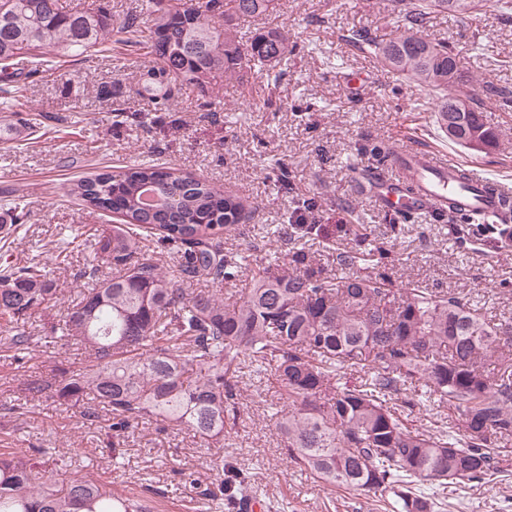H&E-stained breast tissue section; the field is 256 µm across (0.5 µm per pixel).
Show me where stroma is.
<instances>
[{"label":"stroma","instance_id":"obj_1","mask_svg":"<svg viewBox=\"0 0 512 512\" xmlns=\"http://www.w3.org/2000/svg\"><path fill=\"white\" fill-rule=\"evenodd\" d=\"M278 24L286 26L295 47L291 66L277 86L249 77L240 87L217 79L210 110L196 106V93L171 101L164 123L139 122L154 105L142 91L150 81L145 56L113 45L111 57L91 55L29 79L24 98L0 108V129L23 127L16 140L0 142V216L17 221L16 232L0 233V269L7 263L43 259L77 234L92 232L116 218L86 209L63 197L61 185L86 172L90 162L109 169L145 161L221 185L224 191L256 199L251 221L274 229L287 223L305 200L315 231L306 249L331 265L335 249L349 246L345 225H366L372 239L389 240L385 259L396 282H415L469 300L496 322L512 325V242L481 239L461 231L451 215L421 212L414 221L393 224L360 181L374 163L359 154L363 139L386 140L420 150L447 151L460 163L512 186V112L487 104L483 116L498 129L497 146L467 150L442 138L423 92L389 73L347 45L344 34L365 30L380 39L403 31L405 23L390 0H279ZM424 37L459 51L464 71L475 82L512 90V22L493 6L462 20L431 15ZM367 76L364 89L351 95L346 74ZM132 111L127 121H112L114 109ZM287 165L291 192L273 179L275 162ZM23 198L15 216L8 202ZM91 241L72 250L56 279L64 296L85 287L94 265ZM44 346L19 363L0 345V452L34 446L53 451L46 469L69 475L92 473L119 489L167 490L160 512H198L195 489L180 485V472L209 475L210 449L191 433L171 431L127 438L124 466H112V432L107 419L89 423L69 407L46 401L17 415L9 406L20 381L48 372ZM244 400L224 461L256 475L255 490L264 512H382L378 503L326 489L293 468L281 451L271 414L277 404L270 380L244 377ZM450 512H512V476L463 488L449 498Z\"/></svg>","mask_w":512,"mask_h":512}]
</instances>
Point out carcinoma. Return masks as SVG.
Masks as SVG:
<instances>
[{
  "mask_svg": "<svg viewBox=\"0 0 512 512\" xmlns=\"http://www.w3.org/2000/svg\"><path fill=\"white\" fill-rule=\"evenodd\" d=\"M407 29L388 38L352 31L346 40L382 67L420 87L448 141L493 148L496 129L482 116L485 101L512 112V94L476 87L459 53L421 34L429 15L467 18L483 0H391ZM276 0H150L143 13L115 17L106 9L60 0H0V91L15 100L40 72L41 51L65 57L112 52L108 42L135 46L152 63L158 86L147 87L157 111L185 89L199 109L217 78L256 74L270 85L286 74L293 49L288 31L265 26L249 42L238 21L271 19ZM26 58L29 72L16 68ZM358 151L379 164L393 145L367 140ZM83 206L120 218L95 238V258L117 271L80 293L50 343L80 352V361L27 378L28 401L44 397L78 407L93 423L112 416V461L123 458L128 434L150 425L187 430L221 444L240 413L243 369L269 375L281 409L276 425L289 463L324 484L373 496L385 512H433L438 491L512 474V325L489 320L446 291L398 286L378 269L388 241L372 243L355 229L354 245L336 250V272L302 250L255 261L249 287L232 303L247 257L224 250L242 233L258 201L227 194L209 181L154 164L89 173L62 187ZM313 226L282 224L278 239L309 237ZM155 238L181 255L167 270L142 254ZM49 262L33 259L0 270V330L24 359L38 344L31 317L62 303ZM356 384L342 381L347 372ZM456 414L449 430L409 423L403 409ZM47 448L0 453V512H152L141 493L112 490L93 475L65 485L38 470ZM217 486L198 491L208 510L229 504L248 512L252 484L242 470L211 460Z\"/></svg>",
  "mask_w": 512,
  "mask_h": 512,
  "instance_id": "obj_1",
  "label": "carcinoma"
}]
</instances>
